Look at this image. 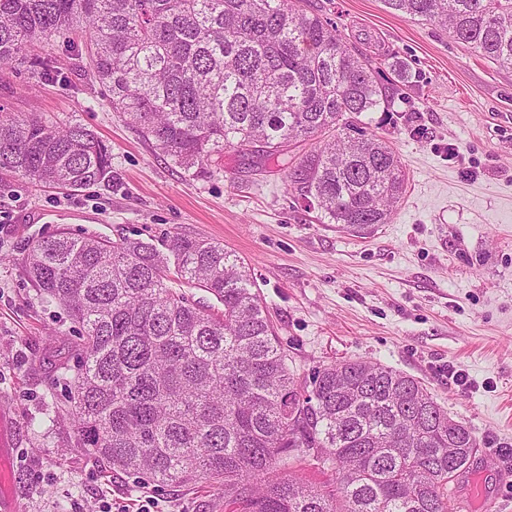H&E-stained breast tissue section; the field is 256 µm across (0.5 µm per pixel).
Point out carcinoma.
I'll use <instances>...</instances> for the list:
<instances>
[{
	"instance_id": "cac0c4a2",
	"label": "carcinoma",
	"mask_w": 512,
	"mask_h": 512,
	"mask_svg": "<svg viewBox=\"0 0 512 512\" xmlns=\"http://www.w3.org/2000/svg\"><path fill=\"white\" fill-rule=\"evenodd\" d=\"M384 3L512 67V0ZM77 31L112 111L175 163L233 148L282 164L287 189L330 224L362 234L390 222L406 172L358 123L391 111L390 95L331 22L292 0H0V63ZM11 176L81 191L112 182V155L81 124L0 111V181ZM167 250L60 230L27 253L31 280L79 327L77 447L152 483L204 479L229 512H454L449 485L477 441L418 380L344 360L304 390L244 261L179 235ZM294 451L331 465L336 488L272 478Z\"/></svg>"
}]
</instances>
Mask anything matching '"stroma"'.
<instances>
[{
  "mask_svg": "<svg viewBox=\"0 0 512 512\" xmlns=\"http://www.w3.org/2000/svg\"><path fill=\"white\" fill-rule=\"evenodd\" d=\"M334 22L397 90L392 112H366L406 167L390 223L359 235L323 224L285 189L276 163L250 170L232 149L222 164L183 169L113 112L62 40L34 41L28 65H0V108L80 123L112 151V182L80 192L0 182V448L19 512H224L200 482L143 484L105 473L74 445L65 414L75 358L67 311L41 298L24 257L59 230L112 240L207 239L247 264L295 380L341 360H369L420 380L498 455L483 491L512 512V68L411 20L384 0H300ZM463 369L468 388L448 377Z\"/></svg>",
  "mask_w": 512,
  "mask_h": 512,
  "instance_id": "1",
  "label": "stroma"
}]
</instances>
